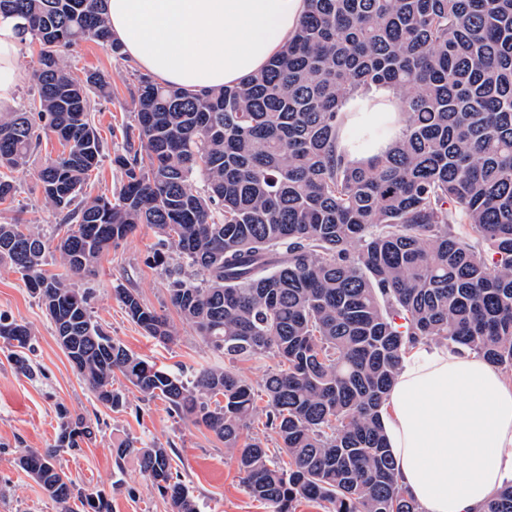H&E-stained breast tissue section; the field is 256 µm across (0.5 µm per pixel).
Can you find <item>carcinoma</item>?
Returning a JSON list of instances; mask_svg holds the SVG:
<instances>
[{
  "label": "carcinoma",
  "instance_id": "1",
  "mask_svg": "<svg viewBox=\"0 0 512 512\" xmlns=\"http://www.w3.org/2000/svg\"><path fill=\"white\" fill-rule=\"evenodd\" d=\"M296 34L264 70L233 87L188 90L137 76L136 125L119 130L117 196H84L103 157L88 91L108 78L79 76L61 50L93 41L116 56L105 0H0L40 44L25 112L0 114V204L16 194L43 138L62 151L38 182L62 215L55 249L63 272L44 270L48 244L34 228L0 224V264L44 306L65 353L96 400L124 406L115 377L237 453L248 494L272 512L303 500L331 512H421L396 481L380 408L401 359L417 343L446 341L512 372V0H306ZM395 91L404 115L389 150L356 163L337 150L345 101ZM140 224L203 271L169 270V301L213 351L242 361L270 353L278 369L262 392L220 365L191 384L129 352L93 320L90 272ZM115 294L151 337L171 340L167 318L126 288ZM17 349L32 331L0 316ZM52 447L17 450V464L61 512H112L103 493H81L56 465L79 451L91 420L59 410ZM262 416L288 462L245 431ZM138 455L170 512H198L168 449ZM484 512H512V485Z\"/></svg>",
  "mask_w": 512,
  "mask_h": 512
}]
</instances>
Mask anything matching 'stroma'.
Instances as JSON below:
<instances>
[{
  "instance_id": "35a3bbf8",
  "label": "stroma",
  "mask_w": 512,
  "mask_h": 512,
  "mask_svg": "<svg viewBox=\"0 0 512 512\" xmlns=\"http://www.w3.org/2000/svg\"><path fill=\"white\" fill-rule=\"evenodd\" d=\"M64 59L75 73L98 70L110 82L109 94L95 90L88 94L89 111L105 142V157L88 191L93 195L119 192L124 174L112 159L121 152L122 140L110 131L134 121L136 77L126 62L90 41L66 50ZM59 150L56 138L43 141L26 170L17 173L16 199L11 205H0V223L26 224L45 238L53 237L60 216L45 201L37 173ZM157 241L153 229L139 225L79 280V287L91 291L94 319L130 352L183 378H191L203 365L220 362L248 378L254 388H261L267 374L276 369V359L263 355L249 361L224 360L214 353L170 305L165 273L147 266L146 258ZM119 288L135 291L145 305L166 316L175 329L174 339L153 338L135 325L115 295ZM0 315L31 328L29 357L35 371L31 378L18 373L12 361L13 347L0 341V512H60L43 488L19 469L16 451L53 445L61 404L72 414L97 420L99 426L91 444L75 453L60 451L56 461L82 490L104 491L112 512H170L156 487L142 476L136 457L115 463L112 450L122 440L169 449L173 469L189 487L199 512H271L266 503L246 492L235 454L204 427L171 413L164 401L144 399L119 377L114 385L125 396L123 408L114 411L99 403L71 366L38 296L3 266Z\"/></svg>"
}]
</instances>
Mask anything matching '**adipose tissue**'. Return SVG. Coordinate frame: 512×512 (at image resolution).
Instances as JSON below:
<instances>
[{"instance_id":"adipose-tissue-1","label":"adipose tissue","mask_w":512,"mask_h":512,"mask_svg":"<svg viewBox=\"0 0 512 512\" xmlns=\"http://www.w3.org/2000/svg\"><path fill=\"white\" fill-rule=\"evenodd\" d=\"M305 0H107L114 41L163 85L193 90L244 82L295 35ZM18 21L0 14V111L27 75L17 64ZM346 122L395 121L380 89L350 99ZM398 484L422 512H482L512 482V384L482 356L420 343L403 356L381 408Z\"/></svg>"}]
</instances>
